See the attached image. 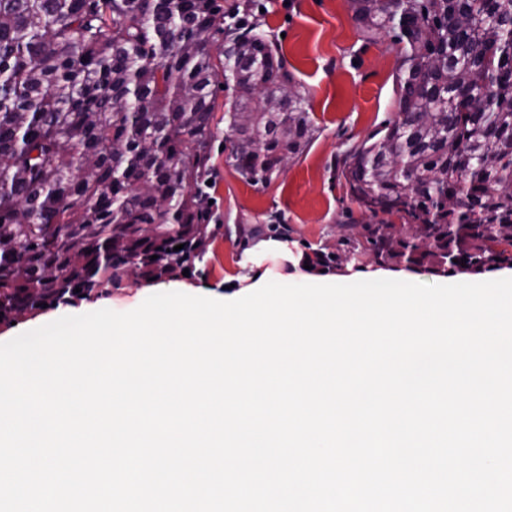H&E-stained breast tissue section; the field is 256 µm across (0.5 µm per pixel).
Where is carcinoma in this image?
Wrapping results in <instances>:
<instances>
[{
	"label": "carcinoma",
	"mask_w": 512,
	"mask_h": 512,
	"mask_svg": "<svg viewBox=\"0 0 512 512\" xmlns=\"http://www.w3.org/2000/svg\"><path fill=\"white\" fill-rule=\"evenodd\" d=\"M350 2L363 31L401 45L397 112L341 159L379 222L308 264L512 267V0ZM219 14L216 0H0V322L203 261L224 229L200 190L220 81L237 92L228 163L250 183L314 139L303 95L271 104L264 85L293 78L259 25L228 29L230 61L212 55Z\"/></svg>",
	"instance_id": "obj_1"
}]
</instances>
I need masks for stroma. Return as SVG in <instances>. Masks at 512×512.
<instances>
[{"mask_svg":"<svg viewBox=\"0 0 512 512\" xmlns=\"http://www.w3.org/2000/svg\"><path fill=\"white\" fill-rule=\"evenodd\" d=\"M223 10L258 23L276 42L297 89L312 108L318 131L297 159L264 186H254L227 162L232 145L226 114L232 88L217 89L212 125V184L205 193L210 221L224 227L202 262L188 275L147 283L131 276L104 295L51 305L35 315L0 322V343L66 315L103 307L116 312L137 308L149 295L187 284L196 295L223 293L224 279L241 274L245 250L240 229L285 224L297 247H335L349 224L369 223L352 202L337 161L343 151L365 140L391 120L396 110L394 83L400 53L391 37L370 36L354 22L350 0H217Z\"/></svg>","mask_w":512,"mask_h":512,"instance_id":"35a3bbf8","label":"stroma"}]
</instances>
